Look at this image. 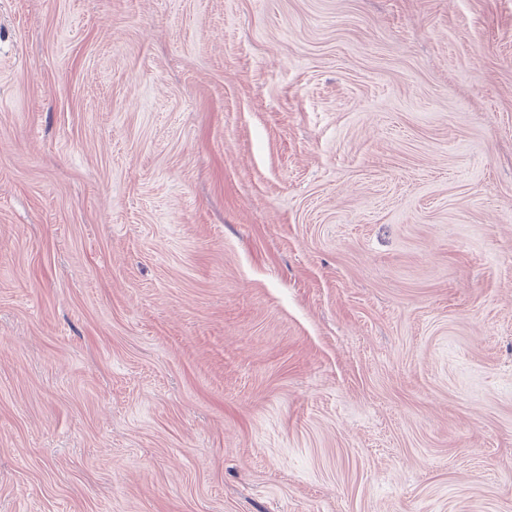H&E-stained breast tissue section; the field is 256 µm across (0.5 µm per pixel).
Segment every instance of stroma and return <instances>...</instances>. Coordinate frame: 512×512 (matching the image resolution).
<instances>
[{"label": "stroma", "instance_id": "stroma-1", "mask_svg": "<svg viewBox=\"0 0 512 512\" xmlns=\"http://www.w3.org/2000/svg\"><path fill=\"white\" fill-rule=\"evenodd\" d=\"M0 512H512V0H0Z\"/></svg>", "mask_w": 512, "mask_h": 512}]
</instances>
